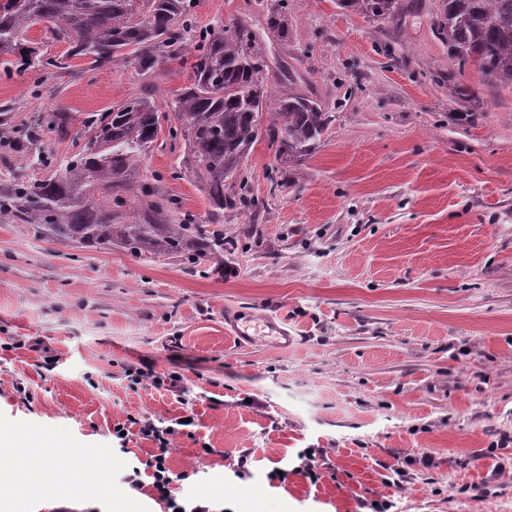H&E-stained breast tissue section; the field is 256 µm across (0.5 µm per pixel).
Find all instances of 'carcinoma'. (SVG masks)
<instances>
[{
	"instance_id": "carcinoma-1",
	"label": "carcinoma",
	"mask_w": 512,
	"mask_h": 512,
	"mask_svg": "<svg viewBox=\"0 0 512 512\" xmlns=\"http://www.w3.org/2000/svg\"><path fill=\"white\" fill-rule=\"evenodd\" d=\"M435 28L461 63L471 61L488 80L512 84V0H438ZM190 0H0V56L7 68L67 70L75 58L96 68L121 60L147 78L174 59L190 56L187 84L160 107L150 95H131L112 111L82 124L83 146L59 165L38 146L45 127L59 139L74 119L54 112L20 129L0 114V155L55 168L47 179H0V224H24L35 236L80 248L121 249L142 261L169 256L198 264L224 261V210L256 207L244 173L260 133L282 146L281 153L309 155L327 134L332 115L316 99L276 96L269 86L266 40L246 20L218 24L197 35L188 53ZM340 9L371 19H399L401 0H336ZM286 6L267 7V26L287 40ZM41 41L14 58L35 26ZM67 44L60 55L50 44ZM273 107L262 114L257 107ZM184 141V167L209 203L207 223L177 224L167 198L154 187L135 194L138 162L163 127ZM216 225L215 229L208 225Z\"/></svg>"
}]
</instances>
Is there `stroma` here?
Instances as JSON below:
<instances>
[{"instance_id": "stroma-1", "label": "stroma", "mask_w": 512, "mask_h": 512, "mask_svg": "<svg viewBox=\"0 0 512 512\" xmlns=\"http://www.w3.org/2000/svg\"><path fill=\"white\" fill-rule=\"evenodd\" d=\"M402 3L395 22L289 0L270 75L289 71L332 122L297 160L258 139L257 208L225 212L222 262L144 264L0 224V339L24 343L0 350V453L65 448L59 473L108 485L91 499L33 492L26 512H109L120 494L162 512L150 478L126 482L158 452L135 425L120 452L112 428L131 415L193 417L167 464L184 501L216 512H512V85L459 64L432 24L438 0ZM192 15L267 29L255 0H193ZM188 74L179 60L148 79L122 62L51 78L0 68V110L18 124L71 113L67 138L44 140L62 161L84 117L132 94L165 102ZM183 154L161 133L137 179L201 219ZM244 313L274 318L289 345L227 334L225 316ZM143 362L179 374L180 392L129 387L126 366ZM306 448L324 451L315 482L293 471Z\"/></svg>"}]
</instances>
